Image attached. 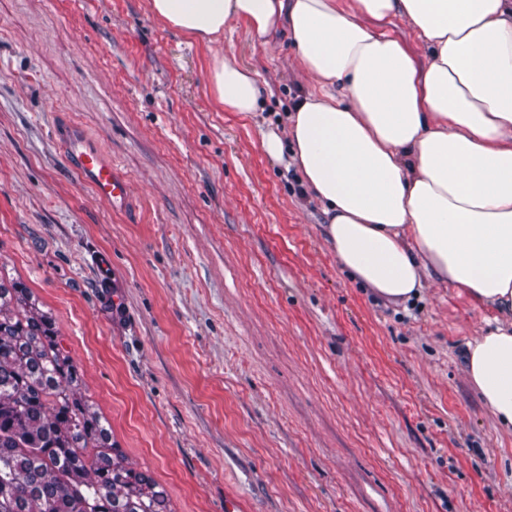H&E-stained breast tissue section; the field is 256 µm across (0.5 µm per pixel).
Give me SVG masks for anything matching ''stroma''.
<instances>
[{"instance_id": "obj_1", "label": "stroma", "mask_w": 512, "mask_h": 512, "mask_svg": "<svg viewBox=\"0 0 512 512\" xmlns=\"http://www.w3.org/2000/svg\"><path fill=\"white\" fill-rule=\"evenodd\" d=\"M263 109L216 103L210 53L149 0H0V283L51 313L79 391L172 512H512V434L461 352L493 309L426 281L382 300L261 146L309 89L286 39L220 41ZM75 120L135 190L64 165Z\"/></svg>"}]
</instances>
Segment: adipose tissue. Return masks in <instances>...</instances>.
Masks as SVG:
<instances>
[{
    "label": "adipose tissue",
    "instance_id": "adipose-tissue-1",
    "mask_svg": "<svg viewBox=\"0 0 512 512\" xmlns=\"http://www.w3.org/2000/svg\"><path fill=\"white\" fill-rule=\"evenodd\" d=\"M153 15L211 50L225 111H260L257 72L218 43L231 20L256 42L285 32L312 87L288 103L296 168L323 205L338 263L379 297L410 300L424 278L492 308L465 367L512 431V0H150ZM425 45L414 54L390 26Z\"/></svg>",
    "mask_w": 512,
    "mask_h": 512
}]
</instances>
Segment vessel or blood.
<instances>
[{"instance_id":"vessel-or-blood-1","label":"vessel or blood","mask_w":512,"mask_h":512,"mask_svg":"<svg viewBox=\"0 0 512 512\" xmlns=\"http://www.w3.org/2000/svg\"><path fill=\"white\" fill-rule=\"evenodd\" d=\"M67 166L81 183L112 210H126L134 189L131 181L78 122L68 121L55 129Z\"/></svg>"}]
</instances>
